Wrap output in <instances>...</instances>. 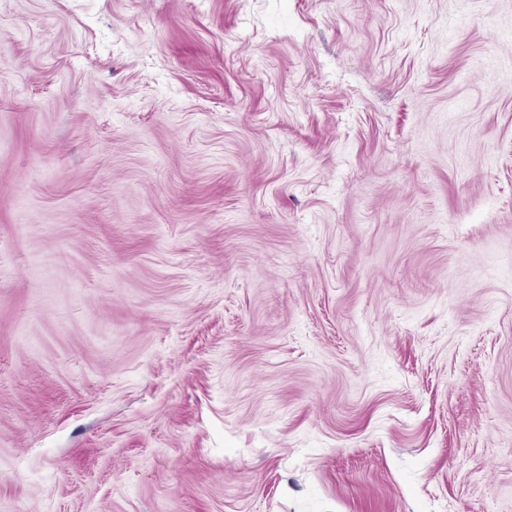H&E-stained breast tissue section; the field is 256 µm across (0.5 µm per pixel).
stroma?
Wrapping results in <instances>:
<instances>
[{
    "label": "stroma",
    "mask_w": 512,
    "mask_h": 512,
    "mask_svg": "<svg viewBox=\"0 0 512 512\" xmlns=\"http://www.w3.org/2000/svg\"><path fill=\"white\" fill-rule=\"evenodd\" d=\"M0 512H512V0H0Z\"/></svg>",
    "instance_id": "1"
}]
</instances>
